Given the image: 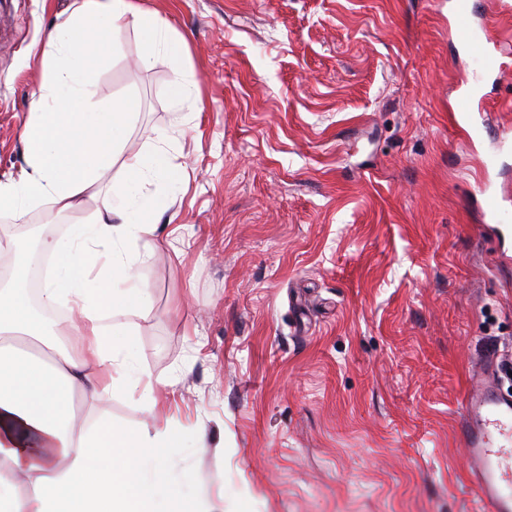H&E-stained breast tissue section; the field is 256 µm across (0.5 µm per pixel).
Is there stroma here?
<instances>
[{"mask_svg": "<svg viewBox=\"0 0 512 512\" xmlns=\"http://www.w3.org/2000/svg\"><path fill=\"white\" fill-rule=\"evenodd\" d=\"M456 0H132L184 43L199 99L125 26L100 101H140L126 149L185 169L120 319L134 369L174 383L83 419L170 423L184 512H484L456 436L481 374L512 389V233L481 221L474 174L512 194V54L488 126H455L475 46ZM68 0H0V181L46 30ZM210 445L200 447L199 434Z\"/></svg>", "mask_w": 512, "mask_h": 512, "instance_id": "35a3bbf8", "label": "stroma"}]
</instances>
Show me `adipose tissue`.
Wrapping results in <instances>:
<instances>
[{
    "mask_svg": "<svg viewBox=\"0 0 512 512\" xmlns=\"http://www.w3.org/2000/svg\"><path fill=\"white\" fill-rule=\"evenodd\" d=\"M128 24L142 65L167 57L171 100L196 98L182 42L131 0H73L67 20L46 34L43 75L23 129L27 168L0 181V213L20 218L47 202L63 214L107 187L112 201L92 222L42 240L53 263L37 300L29 298L30 267L22 261L11 267V286L0 289V512H182L183 492L162 454L178 445L173 431L103 419L81 425L73 409L78 392L98 404L137 392L152 407L167 388L132 375L129 350L113 340L114 313L147 303L136 284L139 243L156 231L171 206L167 189L183 175L166 147L126 154L136 98L94 100L98 71ZM61 305L68 316L47 323L43 311Z\"/></svg>",
    "mask_w": 512,
    "mask_h": 512,
    "instance_id": "1",
    "label": "adipose tissue"
}]
</instances>
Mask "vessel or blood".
<instances>
[{"label": "vessel or blood", "instance_id": "1", "mask_svg": "<svg viewBox=\"0 0 512 512\" xmlns=\"http://www.w3.org/2000/svg\"><path fill=\"white\" fill-rule=\"evenodd\" d=\"M469 0H460L453 27L456 41L476 46L473 57L474 81L460 96V121L472 124L485 108L479 87L489 80L500 81L503 69L499 58L501 43L487 25L474 24ZM485 223L512 221V208L505 195L492 190L489 181L480 187ZM457 433L471 461L472 483L478 497L491 512H512V396L494 385L479 382L470 390L458 421Z\"/></svg>", "mask_w": 512, "mask_h": 512}]
</instances>
